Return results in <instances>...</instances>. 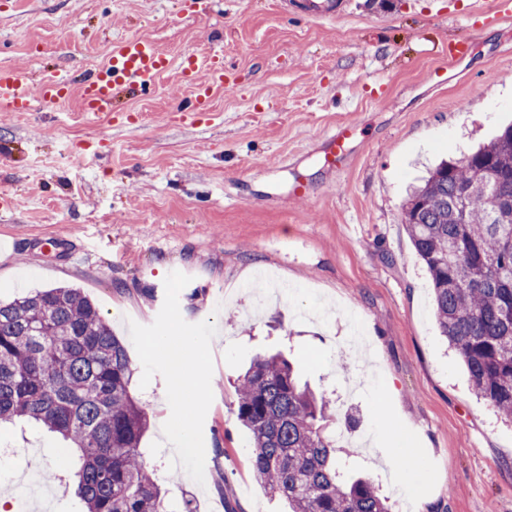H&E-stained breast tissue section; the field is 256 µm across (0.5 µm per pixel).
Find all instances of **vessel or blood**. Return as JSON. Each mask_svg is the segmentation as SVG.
I'll return each mask as SVG.
<instances>
[{"label": "vessel or blood", "mask_w": 512, "mask_h": 512, "mask_svg": "<svg viewBox=\"0 0 512 512\" xmlns=\"http://www.w3.org/2000/svg\"><path fill=\"white\" fill-rule=\"evenodd\" d=\"M351 3L352 0H304V10L311 19L326 21L335 18L337 8H348ZM170 66V58L153 41L129 37L112 45L107 63L87 71L75 92L83 111L108 117L114 112L120 93L153 86ZM177 68L181 82L195 92V111H208L213 86L224 82L222 60L215 55L204 60L189 55ZM73 91L68 79L58 72L46 71L36 77L14 65L0 66L1 111L28 112L35 103L50 105ZM351 138L352 129L347 125L326 134L324 155L328 166L340 169L346 165Z\"/></svg>", "instance_id": "obj_1"}]
</instances>
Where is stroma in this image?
<instances>
[{
	"mask_svg": "<svg viewBox=\"0 0 512 512\" xmlns=\"http://www.w3.org/2000/svg\"><path fill=\"white\" fill-rule=\"evenodd\" d=\"M494 0H357L332 21L302 0H0V65L102 66L112 43L154 41L174 66L112 117L78 96L0 111V300L73 286L126 346L145 401L142 446L170 512H284L256 481L253 440L236 417V377L279 351L357 424L339 441L393 512H512V424L472 391L440 335L430 281L401 206L435 161L512 123V19ZM451 43L469 47L447 64ZM219 54L224 84L187 112L183 55ZM447 66L448 81L431 72ZM353 126L347 169L321 140ZM310 184L306 199L291 194ZM90 245L84 265L70 250ZM192 337L187 369L201 413L192 448L168 427L187 402L155 337ZM37 478L29 501L0 481L11 512H82L72 470L52 463L59 434L0 425ZM207 463L206 477L193 470ZM413 464L421 478L396 482Z\"/></svg>",
	"mask_w": 512,
	"mask_h": 512,
	"instance_id": "1",
	"label": "stroma"
}]
</instances>
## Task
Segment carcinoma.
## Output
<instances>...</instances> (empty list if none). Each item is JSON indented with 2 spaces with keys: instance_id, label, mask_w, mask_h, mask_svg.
Returning a JSON list of instances; mask_svg holds the SVG:
<instances>
[{
  "instance_id": "obj_1",
  "label": "carcinoma",
  "mask_w": 512,
  "mask_h": 512,
  "mask_svg": "<svg viewBox=\"0 0 512 512\" xmlns=\"http://www.w3.org/2000/svg\"><path fill=\"white\" fill-rule=\"evenodd\" d=\"M503 199L512 200V125L430 169L402 221L432 281L441 334L477 396L512 422V212ZM131 380L126 347L81 289L0 302V424L32 422L72 445L83 512H168L140 450L149 416ZM236 391L252 470L289 512H388L372 482L336 458L324 426L331 404L286 358L255 357Z\"/></svg>"
}]
</instances>
